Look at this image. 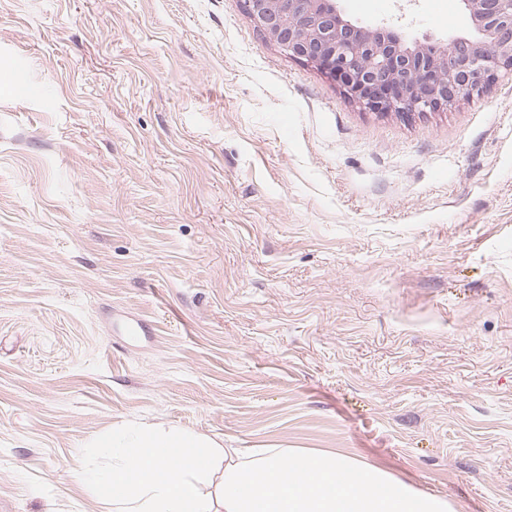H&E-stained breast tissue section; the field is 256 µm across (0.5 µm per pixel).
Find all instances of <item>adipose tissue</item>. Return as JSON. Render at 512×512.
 I'll list each match as a JSON object with an SVG mask.
<instances>
[{"label": "adipose tissue", "instance_id": "ef3b65f1", "mask_svg": "<svg viewBox=\"0 0 512 512\" xmlns=\"http://www.w3.org/2000/svg\"><path fill=\"white\" fill-rule=\"evenodd\" d=\"M175 427L120 424L85 479L114 512H451L387 470L336 453L229 448Z\"/></svg>", "mask_w": 512, "mask_h": 512}]
</instances>
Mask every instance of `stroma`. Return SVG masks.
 <instances>
[{"mask_svg":"<svg viewBox=\"0 0 512 512\" xmlns=\"http://www.w3.org/2000/svg\"><path fill=\"white\" fill-rule=\"evenodd\" d=\"M0 72V512H106L81 475L123 421L512 512V74L381 114L243 0H0Z\"/></svg>","mask_w":512,"mask_h":512,"instance_id":"35a3bbf8","label":"stroma"}]
</instances>
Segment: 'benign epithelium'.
Masks as SVG:
<instances>
[{"mask_svg": "<svg viewBox=\"0 0 512 512\" xmlns=\"http://www.w3.org/2000/svg\"><path fill=\"white\" fill-rule=\"evenodd\" d=\"M256 28L288 56L316 65L370 110L400 118L452 108L512 72V0H460L471 27L433 49L360 26L337 0H244Z\"/></svg>", "mask_w": 512, "mask_h": 512, "instance_id": "obj_1", "label": "benign epithelium"}]
</instances>
